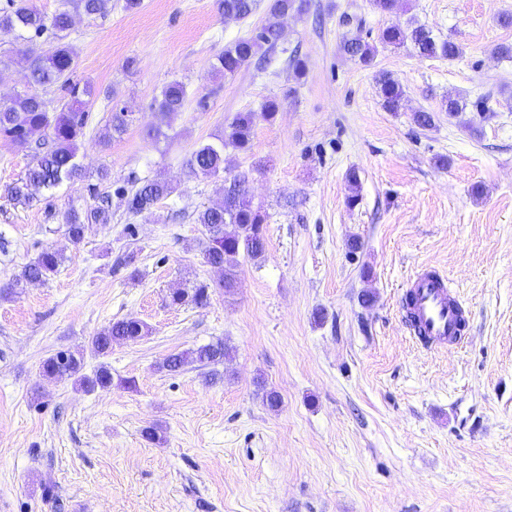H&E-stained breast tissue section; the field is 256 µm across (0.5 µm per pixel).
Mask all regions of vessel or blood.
Returning a JSON list of instances; mask_svg holds the SVG:
<instances>
[{
  "label": "vessel or blood",
  "mask_w": 512,
  "mask_h": 512,
  "mask_svg": "<svg viewBox=\"0 0 512 512\" xmlns=\"http://www.w3.org/2000/svg\"><path fill=\"white\" fill-rule=\"evenodd\" d=\"M404 318L424 348L462 339L464 310L447 279L436 271L423 269L410 278Z\"/></svg>",
  "instance_id": "b4317fda"
}]
</instances>
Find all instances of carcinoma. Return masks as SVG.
<instances>
[{
  "label": "carcinoma",
  "mask_w": 512,
  "mask_h": 512,
  "mask_svg": "<svg viewBox=\"0 0 512 512\" xmlns=\"http://www.w3.org/2000/svg\"><path fill=\"white\" fill-rule=\"evenodd\" d=\"M217 13L226 21L249 18L258 7V0H216ZM310 0H269L267 19L251 37L239 38L225 46L218 55L213 70L233 76L249 65L259 51L274 47L281 39L280 19L288 14L301 16L308 12ZM75 10L87 15H104L112 11V0H76ZM72 27V14L67 9L48 18L35 6L34 0H8V7L0 9V30L16 32V40L29 43L32 37L49 34L50 48L42 53L33 49L18 50L27 61L23 72L24 90L16 93L4 105H0V138H7L31 151V158L24 175L5 186L4 195L19 205H28L45 191L57 188L65 181L84 177L83 166L78 162V140L89 118L92 90L89 85L78 88L73 82L76 70L75 57L66 39ZM34 36H29V33ZM379 43L400 48L411 45L423 58L452 59L460 55V45L451 39H437L426 26L410 20L407 24H391L379 33ZM343 52L353 59L369 64L376 53V46L360 37H346L342 41ZM383 106L398 111L403 98L401 84L387 73L377 78ZM56 87L70 95V101L61 103L47 96V90ZM187 97L186 86L178 81L164 87L159 108L170 114L182 111ZM129 124V114L121 110L111 111L107 125L108 138L123 134ZM255 113L239 112L234 117L230 132L219 143H207L196 149L187 162L191 176L212 177L224 172V148L238 151L251 148ZM133 190L127 198L128 212L134 216L153 213L156 205L174 192V188L162 179L131 181ZM93 203L82 209L70 207L61 214L66 234L74 244L83 241L86 225L107 224L109 195L101 193L97 186H89ZM195 222L202 225L207 239L202 249L204 263L223 274V288L231 291L236 283L237 257L244 255L252 260L260 259L266 250L263 224L266 214L253 204L241 181L236 180L224 200L195 213ZM63 263L62 255L51 249H43L38 256L23 266L21 272L0 286V292L17 294L30 284L49 280ZM210 300L209 286L195 285L178 289L171 294L174 304L190 303L203 308ZM149 327L141 320L128 317L116 320L92 340L98 352L105 354L112 343L137 341L148 335ZM229 349L224 341L202 345L193 350L167 356L160 369L177 373L186 365L202 366L224 362ZM81 358L71 352H59L46 359L42 374L48 378L67 376L85 391L112 386V372L101 365L92 376L82 373Z\"/></svg>",
  "instance_id": "1"
}]
</instances>
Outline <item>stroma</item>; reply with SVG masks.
<instances>
[{
	"mask_svg": "<svg viewBox=\"0 0 512 512\" xmlns=\"http://www.w3.org/2000/svg\"><path fill=\"white\" fill-rule=\"evenodd\" d=\"M112 2L104 16L76 13L68 37L77 80L95 90L86 178L28 206L0 197L1 284L44 248L64 257L47 282L0 297V512H512V58L496 52L512 44L500 22L512 0H399L387 14L372 0H311L283 18L268 68L226 78L212 63L264 22L267 0L244 21L223 20L214 0ZM410 19L461 54L379 45L382 28ZM353 35L376 44L372 63L343 53ZM292 50L307 65L298 81ZM382 72L403 87L398 111L382 104ZM173 80L188 98L164 118L156 101ZM484 94L494 111L452 118L442 106ZM272 98L268 121L259 111ZM115 106L133 121L108 140ZM249 110L250 150L225 149L222 176H189L192 152ZM419 110L431 127L413 122ZM102 166L111 182H98ZM132 176L177 190L140 216L113 194L111 223L71 243L55 212L85 206L90 184L110 192ZM237 176L266 214V251L239 258L228 294L202 262L193 213ZM128 255L132 267L119 265ZM424 265L464 301L463 347L424 352L400 319ZM200 283L208 306L172 304ZM127 317L149 335L99 355L93 336ZM217 339L230 354L216 372L160 370ZM61 351L82 356L84 374L104 363L134 386L87 392L43 377ZM151 425L160 442L143 438Z\"/></svg>",
	"mask_w": 512,
	"mask_h": 512,
	"instance_id": "stroma-1",
	"label": "stroma"
}]
</instances>
